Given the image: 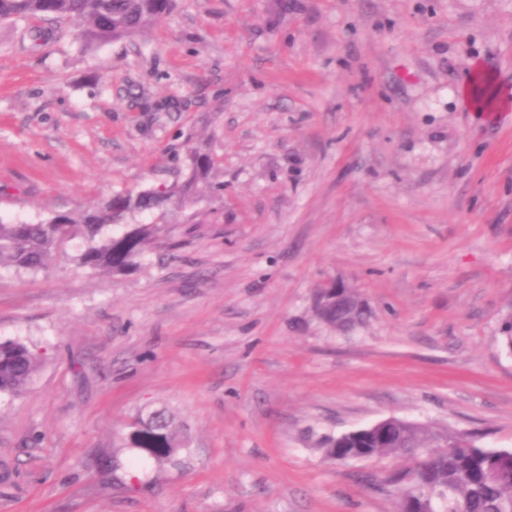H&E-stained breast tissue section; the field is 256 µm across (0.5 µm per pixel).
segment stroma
I'll return each mask as SVG.
<instances>
[{"mask_svg":"<svg viewBox=\"0 0 512 512\" xmlns=\"http://www.w3.org/2000/svg\"><path fill=\"white\" fill-rule=\"evenodd\" d=\"M507 96L461 106L471 61ZM122 277L75 240L0 268V512H395L399 457L318 448L387 417L512 448V0H175L134 42L0 25V220L185 183ZM354 293L362 322L316 315ZM164 408L158 463L119 433ZM338 292L336 291V295ZM336 295L326 296L321 292L316 312L319 319L328 326L334 329L345 328L353 324L360 316V314H355L357 299L351 294V303L336 311ZM42 360L27 345L0 341V394L19 395L33 381Z\"/></svg>","mask_w":512,"mask_h":512,"instance_id":"1","label":"stroma"}]
</instances>
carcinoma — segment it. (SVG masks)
Instances as JSON below:
<instances>
[{"instance_id": "obj_1", "label": "carcinoma", "mask_w": 512, "mask_h": 512, "mask_svg": "<svg viewBox=\"0 0 512 512\" xmlns=\"http://www.w3.org/2000/svg\"><path fill=\"white\" fill-rule=\"evenodd\" d=\"M173 0H0V23H24L34 41L68 24L80 27L88 44L134 40L161 21ZM212 158L198 151L191 154L187 185L207 178ZM176 200L187 203L186 185H171L138 193L118 192L79 211L58 213L46 221L24 224L0 222V268L13 267L36 273L46 267L54 253L73 239L84 240L75 263L86 269L125 275L137 260L159 240L160 225L132 224L135 214L158 209ZM116 224L126 226L119 235L109 232ZM357 299L336 309V296L319 295L316 309L328 326L353 324ZM42 360L27 345L0 341V394L19 395L33 381ZM125 440L157 462L171 458L183 447L173 415L164 409L139 418ZM326 458L345 461L361 457L398 455L414 464L390 471L379 488H392L404 512H512V451L490 449L469 435L414 425L393 424L383 433L362 431L328 437L321 443Z\"/></svg>"}]
</instances>
